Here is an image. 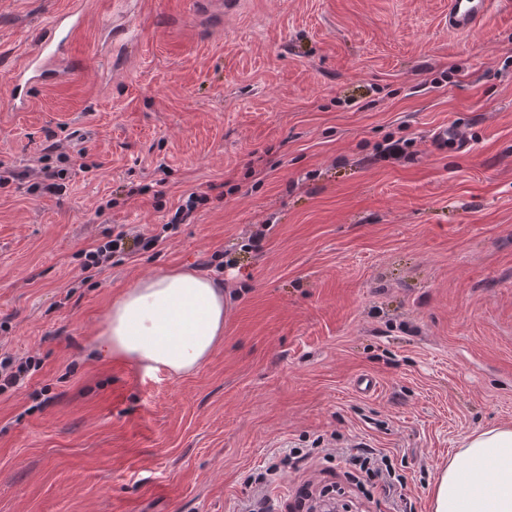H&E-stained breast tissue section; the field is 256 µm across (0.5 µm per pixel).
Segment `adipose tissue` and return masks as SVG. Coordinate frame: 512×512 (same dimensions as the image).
<instances>
[{
	"label": "adipose tissue",
	"instance_id": "adipose-tissue-1",
	"mask_svg": "<svg viewBox=\"0 0 512 512\" xmlns=\"http://www.w3.org/2000/svg\"><path fill=\"white\" fill-rule=\"evenodd\" d=\"M224 336V286L185 270L143 279L116 299L96 350L149 370L200 369ZM431 512H512V426L467 436L438 474Z\"/></svg>",
	"mask_w": 512,
	"mask_h": 512
}]
</instances>
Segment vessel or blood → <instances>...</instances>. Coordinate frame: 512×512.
I'll list each match as a JSON object with an SVG mask.
<instances>
[{
  "label": "vessel or blood",
  "mask_w": 512,
  "mask_h": 512,
  "mask_svg": "<svg viewBox=\"0 0 512 512\" xmlns=\"http://www.w3.org/2000/svg\"><path fill=\"white\" fill-rule=\"evenodd\" d=\"M490 0H448V26L459 32L474 31L487 15ZM85 25L81 6L57 14L45 26L36 48L10 75L9 102L12 111H26L31 94L40 86L71 78L74 43Z\"/></svg>",
  "instance_id": "vessel-or-blood-1"
}]
</instances>
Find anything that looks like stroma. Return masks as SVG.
Returning <instances> with one entry per match:
<instances>
[{"label":"stroma","instance_id":"stroma-1","mask_svg":"<svg viewBox=\"0 0 512 512\" xmlns=\"http://www.w3.org/2000/svg\"><path fill=\"white\" fill-rule=\"evenodd\" d=\"M72 2L0 0V355L35 367L0 392V512H238L278 449L339 466L361 441L430 512L462 441L512 426V0L465 33L448 0H130L109 22L86 0L80 69L12 111L10 70ZM451 125L465 146L436 144ZM51 134L81 164L27 194L6 172L37 173ZM122 229L158 243L88 275ZM169 270L224 285L210 359L99 360L112 302Z\"/></svg>","mask_w":512,"mask_h":512}]
</instances>
